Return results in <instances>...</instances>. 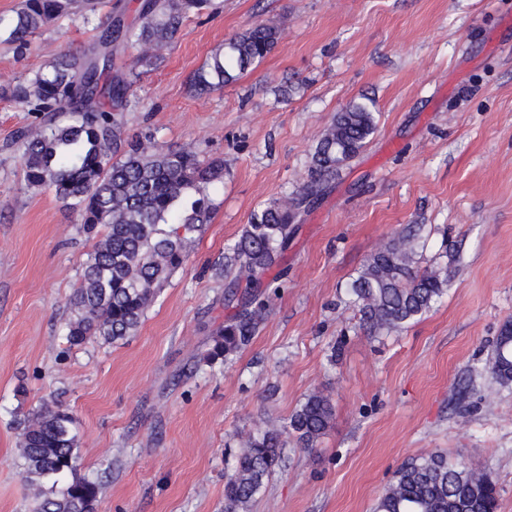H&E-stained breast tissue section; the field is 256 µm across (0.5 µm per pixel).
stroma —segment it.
Instances as JSON below:
<instances>
[{
	"instance_id": "stroma-1",
	"label": "stroma",
	"mask_w": 512,
	"mask_h": 512,
	"mask_svg": "<svg viewBox=\"0 0 512 512\" xmlns=\"http://www.w3.org/2000/svg\"><path fill=\"white\" fill-rule=\"evenodd\" d=\"M280 25L278 43L223 90L191 79L231 36ZM94 33L41 29L29 51L0 42V84L23 79ZM126 136L191 145L224 165L187 261L126 340L69 346L61 327L96 242L76 210L27 187L17 130L34 114L0 97V512H28L16 421L41 404L74 417L78 473L97 512H224L228 466L250 432L285 426L311 392L330 429L286 463L251 512H371L394 473L430 451L485 473L512 512V387L489 372L512 322V0H215L190 17L134 86ZM367 104L377 131L302 209L267 318L231 361L207 363L224 306V250L251 214L309 181L334 114ZM419 268L448 274L418 322L372 339L346 286L407 225Z\"/></svg>"
}]
</instances>
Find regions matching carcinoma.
<instances>
[{
	"label": "carcinoma",
	"mask_w": 512,
	"mask_h": 512,
	"mask_svg": "<svg viewBox=\"0 0 512 512\" xmlns=\"http://www.w3.org/2000/svg\"><path fill=\"white\" fill-rule=\"evenodd\" d=\"M99 0H22L5 25L6 42L25 50L41 28L62 18L101 29L87 51H65L9 89L24 111L39 116L21 128L25 176L30 188H49L77 210L82 224L101 238L81 262V282L69 299L71 317L62 333L72 346L90 338L117 343L134 334L162 285L186 261L185 245L209 219L206 188L222 178L224 167L205 162L191 148L152 152L142 141L121 137L130 82L109 73L123 44L137 48L127 65L138 78L157 63L160 52L180 35L192 13L211 0H139L135 21L96 17ZM277 24L245 29L215 50L192 78L204 94L233 83L261 63L278 42ZM377 129L375 113L362 103L337 112L310 157L305 190L271 202L253 214L239 238L224 252V271L238 272L225 285L224 304L234 314L211 336L205 359L228 361L247 348L266 316V274L284 259L298 230L299 209L314 202L336 175L363 151ZM415 230L394 237L371 254L348 284L350 302L365 335L378 337L416 321L447 293L440 268L419 269ZM490 371L512 386V328L497 336ZM329 396L307 395L283 430L264 429L248 437L228 469L224 512H250L266 480L283 464L286 435L311 449L331 427ZM21 458L33 489L32 512H80L83 502L97 507L98 486L75 476L80 459L73 417L61 405L45 404L21 422ZM72 480L49 495L43 484ZM497 491L484 473L464 462L451 464L441 452L401 466L372 512H497Z\"/></svg>",
	"instance_id": "carcinoma-1"
}]
</instances>
